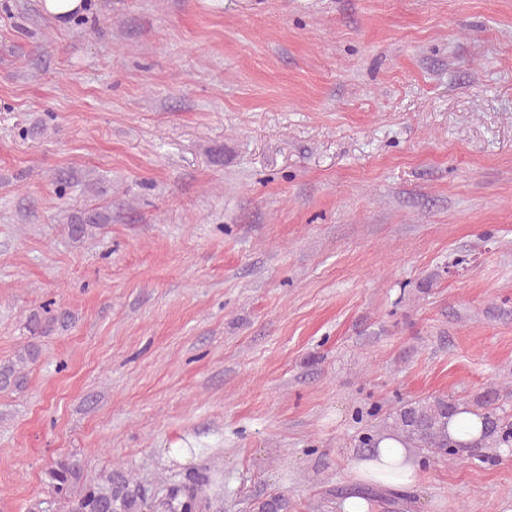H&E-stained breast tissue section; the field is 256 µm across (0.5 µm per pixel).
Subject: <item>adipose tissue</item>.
<instances>
[{"instance_id": "adipose-tissue-1", "label": "adipose tissue", "mask_w": 512, "mask_h": 512, "mask_svg": "<svg viewBox=\"0 0 512 512\" xmlns=\"http://www.w3.org/2000/svg\"><path fill=\"white\" fill-rule=\"evenodd\" d=\"M353 472L364 483L404 487L413 486L417 478L411 449L398 437L388 435L375 450L354 459Z\"/></svg>"}]
</instances>
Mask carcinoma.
I'll use <instances>...</instances> for the list:
<instances>
[{
	"instance_id": "1",
	"label": "carcinoma",
	"mask_w": 512,
	"mask_h": 512,
	"mask_svg": "<svg viewBox=\"0 0 512 512\" xmlns=\"http://www.w3.org/2000/svg\"><path fill=\"white\" fill-rule=\"evenodd\" d=\"M109 219L98 212L79 217L69 224L75 240L88 235V228ZM39 349L30 344L14 358L0 363V389H19L26 383L24 366L35 361ZM498 397L484 401L482 442L469 447L470 458L482 462L490 459L489 449L512 448V423L501 416ZM459 401L446 395L401 401L381 422L390 433L404 439L410 448L426 450L437 456L454 459L460 445L448 438V418L456 412ZM48 486L56 498L59 512H208V483L192 481L168 486L162 495L146 489L140 482L121 472L108 473L96 481H86L81 466L69 460H58L46 472ZM288 496L273 494L258 498L252 512H291Z\"/></svg>"
}]
</instances>
